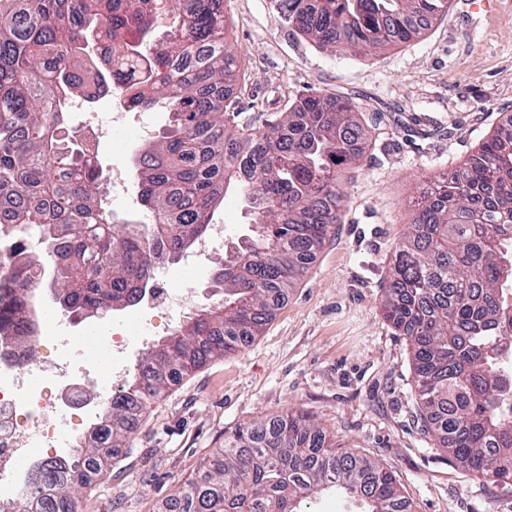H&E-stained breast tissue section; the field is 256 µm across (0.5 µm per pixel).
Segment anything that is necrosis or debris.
<instances>
[{
	"label": "necrosis or debris",
	"instance_id": "obj_1",
	"mask_svg": "<svg viewBox=\"0 0 512 512\" xmlns=\"http://www.w3.org/2000/svg\"><path fill=\"white\" fill-rule=\"evenodd\" d=\"M27 250L26 233L0 225V300L13 298L9 269ZM43 303L41 289H27L23 308L34 316V324L19 337L0 335V512H11L36 462L80 455L86 435L132 376L129 353L152 346L154 318L181 324L202 309L196 293L177 294L157 282L139 302L136 327L123 322L109 328L108 358L101 365L89 346L48 327Z\"/></svg>",
	"mask_w": 512,
	"mask_h": 512
}]
</instances>
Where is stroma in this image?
I'll return each mask as SVG.
<instances>
[{"mask_svg": "<svg viewBox=\"0 0 512 512\" xmlns=\"http://www.w3.org/2000/svg\"><path fill=\"white\" fill-rule=\"evenodd\" d=\"M226 40L240 58L241 122L263 133L309 91L353 98L375 147L341 171L342 224L263 333L207 362L152 406L106 473L77 489L80 512H166L213 449L248 421L288 409L313 414L328 439L393 472L411 512H512V493L462 471L416 417L409 343L386 320L381 296L419 186L472 154L512 114V0L471 14L464 0L426 35L372 55L325 51L288 26L274 0H224ZM144 146L134 126L98 143L105 169L130 166ZM215 219L233 243L253 227L228 193ZM216 264L181 260L155 275L203 304L222 297Z\"/></svg>", "mask_w": 512, "mask_h": 512, "instance_id": "stroma-1", "label": "stroma"}]
</instances>
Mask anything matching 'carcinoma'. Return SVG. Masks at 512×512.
I'll return each mask as SVG.
<instances>
[{
	"mask_svg": "<svg viewBox=\"0 0 512 512\" xmlns=\"http://www.w3.org/2000/svg\"><path fill=\"white\" fill-rule=\"evenodd\" d=\"M284 20L327 51L363 56L422 38L448 0H277ZM224 0H0V189L7 224L39 235L57 263L47 290L85 320L124 309L155 270L203 236L229 191L252 209L254 235L224 253V300L148 352L91 441L47 462L15 512H76L132 424L208 360L243 349L272 319L342 223L336 173L358 169L369 130L346 97L309 93L267 132L236 121L239 59L225 40ZM125 86L124 105L163 99L169 124L134 157L152 240L113 222L98 156L70 126L71 96ZM27 258L11 277L33 286ZM382 307L410 345L417 418L448 456L512 493V116L451 173L418 192L388 268ZM339 494L355 512H409L396 477L327 441L304 412L239 426L216 460L170 498L172 512H303Z\"/></svg>",
	"mask_w": 512,
	"mask_h": 512,
	"instance_id": "carcinoma-1",
	"label": "carcinoma"
}]
</instances>
